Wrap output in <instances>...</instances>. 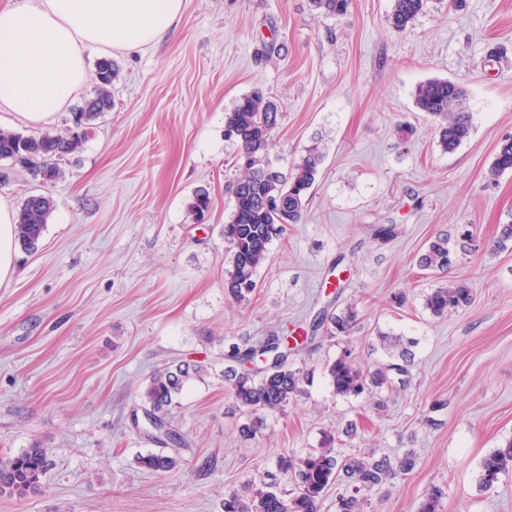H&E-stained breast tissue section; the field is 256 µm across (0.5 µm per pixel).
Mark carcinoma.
Listing matches in <instances>:
<instances>
[{
    "label": "carcinoma",
    "mask_w": 512,
    "mask_h": 512,
    "mask_svg": "<svg viewBox=\"0 0 512 512\" xmlns=\"http://www.w3.org/2000/svg\"><path fill=\"white\" fill-rule=\"evenodd\" d=\"M352 0H312L315 9L330 16L347 12ZM427 0H393L389 23L403 31L426 6ZM118 75L110 59L97 64L98 84L95 94L78 109L74 129L65 135L50 132L38 136L0 129V160L28 172L33 178L54 182L64 172L58 160L79 151L86 138V126L101 114L112 110V83ZM467 91L458 83L432 79L419 84L415 104L436 123L439 142L445 152L455 151L470 135L471 114L466 107ZM278 105L262 91L254 90L225 114L228 138L240 145L238 157L241 177L232 192L230 220L223 227L224 241L232 253L231 268L226 272L224 288L237 304L249 302L257 288V273L268 261L269 246L286 224H296L302 217L309 190L318 175L322 154L314 148L296 162L288 175L273 169L268 153L273 145V131L278 123ZM512 171V142L500 144L490 175L495 177ZM277 196L279 208L265 204ZM51 197L38 194L26 197L15 224V241L21 249L37 248L53 211ZM473 235L451 242L447 235L438 236L418 259V266L429 271H448L455 262L456 250L472 245ZM474 294L465 282L451 278L424 299L425 308L436 317L456 313L470 306ZM357 320L349 308L341 314L324 313L318 325L326 326L329 336L347 335ZM308 340L306 336H290L281 332L257 346L235 347L228 355L222 376L232 392L237 407L244 415L240 436L253 440L261 435L266 416L283 410L290 399L301 393V370L289 361L293 350ZM382 343L389 342L386 336ZM391 343V342H389ZM399 349L398 359L368 373L359 366L348 348L326 364V373L336 395L357 397L370 388L381 389L409 385L410 351L397 339L391 343ZM209 373V366L188 361L172 363L150 376L141 395L144 422L154 431L161 444L180 446L182 438L170 424V411L184 388L193 380ZM141 467L152 472H167L179 463V457L150 452L138 457ZM416 454L408 450L390 457L376 448H365L343 455L333 446L312 448L304 455L283 456L279 470L293 480L286 492L275 479L260 488L245 485L224 494V512H320L322 497L331 485L339 491L336 512H363L364 493L382 488L387 482L409 474L415 467ZM48 466L46 450L34 444L22 452L0 458V496L25 497L39 491ZM512 472V438L494 449L480 464L479 484L491 491L502 475ZM442 491L432 489L418 505L417 512H440Z\"/></svg>",
    "instance_id": "1"
}]
</instances>
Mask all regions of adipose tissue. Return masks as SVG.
<instances>
[{
    "mask_svg": "<svg viewBox=\"0 0 512 512\" xmlns=\"http://www.w3.org/2000/svg\"><path fill=\"white\" fill-rule=\"evenodd\" d=\"M183 0H23L0 6V112L39 126L88 78V48L162 42Z\"/></svg>",
    "mask_w": 512,
    "mask_h": 512,
    "instance_id": "obj_1",
    "label": "adipose tissue"
}]
</instances>
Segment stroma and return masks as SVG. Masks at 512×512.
Here are the masks:
<instances>
[{
	"label": "stroma",
	"instance_id": "stroma-1",
	"mask_svg": "<svg viewBox=\"0 0 512 512\" xmlns=\"http://www.w3.org/2000/svg\"><path fill=\"white\" fill-rule=\"evenodd\" d=\"M392 3L352 0L335 17L311 0H184L159 48L111 51L113 108L60 160L63 178L17 171L0 185L15 209L32 193L54 200L38 250L20 253L0 286V457L36 443L49 469L40 492L0 496V512H224L228 489L332 438L346 453L416 452L408 475L367 493L364 512H416L434 488L442 512H512V473L488 492L478 484L483 457L512 438V250L491 247L512 224V172L489 174L512 137V0H428L401 32ZM430 79L468 92L471 133L451 153L415 105ZM96 86L88 77L40 127L7 128L66 133ZM256 88L279 109L272 166L289 172L315 144L323 162L300 223L272 240L239 305L224 290L222 230L240 175L224 122ZM200 189L211 206L197 221ZM382 224L396 237H379ZM465 228L476 247L452 273L474 302L432 316L424 297L444 277L417 258ZM348 307L351 335L313 330L322 310ZM285 327L314 335L293 356L304 392L243 439L224 355ZM382 333L414 340L410 385L383 392L381 410L369 394L337 396L326 362L348 347L374 369L388 359ZM176 360L213 370L171 412L179 465L150 472L137 458L161 445L132 415L152 373Z\"/></svg>",
	"mask_w": 512,
	"mask_h": 512
}]
</instances>
